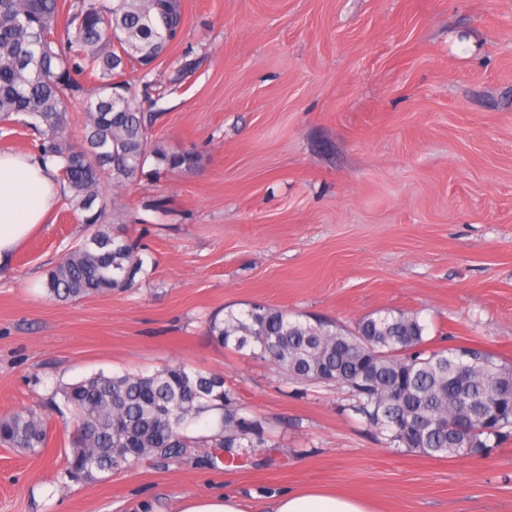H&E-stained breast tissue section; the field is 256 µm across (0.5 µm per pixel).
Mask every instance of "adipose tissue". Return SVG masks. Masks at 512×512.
Returning a JSON list of instances; mask_svg holds the SVG:
<instances>
[{"label": "adipose tissue", "mask_w": 512, "mask_h": 512, "mask_svg": "<svg viewBox=\"0 0 512 512\" xmlns=\"http://www.w3.org/2000/svg\"><path fill=\"white\" fill-rule=\"evenodd\" d=\"M53 162L37 153H0V268L9 267L20 243L44 223L57 204ZM263 512H374L351 496L310 488L268 497Z\"/></svg>", "instance_id": "adipose-tissue-1"}]
</instances>
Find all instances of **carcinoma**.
Returning <instances> with one entry per match:
<instances>
[{
  "instance_id": "1",
  "label": "carcinoma",
  "mask_w": 512,
  "mask_h": 512,
  "mask_svg": "<svg viewBox=\"0 0 512 512\" xmlns=\"http://www.w3.org/2000/svg\"><path fill=\"white\" fill-rule=\"evenodd\" d=\"M183 22L181 0H0V123L34 130L86 226L82 243L47 273L50 300L127 291L148 276L139 244L111 221L106 186L141 178L150 160L156 172L197 163L192 151L153 143L155 113L141 111L126 79L152 70ZM426 330L403 310L372 313L353 329L262 304L209 320L224 347L268 360L289 379L347 391L352 410L394 450L486 456L512 434V366L477 346L437 348ZM63 407L69 479L96 480L201 447L213 467L246 465L264 447L224 378L179 363L63 384L48 402L1 415L0 445L40 453ZM204 418L214 433L190 435Z\"/></svg>"
}]
</instances>
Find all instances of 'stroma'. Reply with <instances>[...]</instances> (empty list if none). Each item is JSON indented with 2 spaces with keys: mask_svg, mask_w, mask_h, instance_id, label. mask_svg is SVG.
I'll list each match as a JSON object with an SVG mask.
<instances>
[{
  "mask_svg": "<svg viewBox=\"0 0 512 512\" xmlns=\"http://www.w3.org/2000/svg\"><path fill=\"white\" fill-rule=\"evenodd\" d=\"M182 4L141 105L159 115L154 143L198 166L120 192L140 288L46 298L47 272L85 236L63 199L0 270V415L98 372L183 363L233 387L273 461L192 456L88 484L62 476L58 416L40 454L0 445V512H174L186 494L288 488L376 512H512V437L485 457L391 451L334 385L208 334L214 313L250 304L348 327L404 310L512 364V0Z\"/></svg>",
  "mask_w": 512,
  "mask_h": 512,
  "instance_id": "obj_1",
  "label": "stroma"
}]
</instances>
